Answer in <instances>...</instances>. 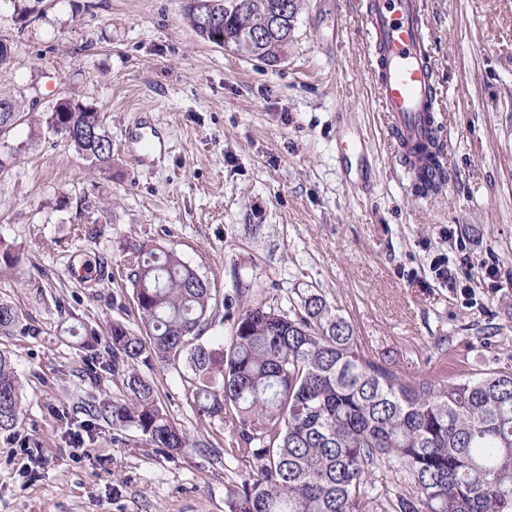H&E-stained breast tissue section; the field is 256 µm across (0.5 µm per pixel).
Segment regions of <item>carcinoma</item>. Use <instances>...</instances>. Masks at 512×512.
Masks as SVG:
<instances>
[{"label":"carcinoma","mask_w":512,"mask_h":512,"mask_svg":"<svg viewBox=\"0 0 512 512\" xmlns=\"http://www.w3.org/2000/svg\"><path fill=\"white\" fill-rule=\"evenodd\" d=\"M224 19V35L261 27L267 15L288 12L294 31L300 0H255L242 17L238 0H186L194 32L199 2ZM0 134L24 122L11 96L0 95ZM47 132L96 124L93 139H67L98 171H112V137L92 106L61 99L44 113ZM129 281L141 333L113 323L105 360L99 336L83 347L94 353L89 370L112 372L123 398L104 403L98 417L112 429L133 427L166 452L188 436L161 406L154 380L136 366L182 362L198 413L218 420L230 441L224 453L250 463L226 501L227 512H512V372L492 371L441 381L404 376L392 363L368 355L352 325L316 292L288 310L248 300L250 283L237 279L227 300L237 316L212 349L201 342L208 324L209 281L172 251L141 243L129 248ZM21 313L0 301V335L35 336ZM22 416L21 384L11 352L0 350V432ZM408 487L393 497L377 483Z\"/></svg>","instance_id":"carcinoma-1"}]
</instances>
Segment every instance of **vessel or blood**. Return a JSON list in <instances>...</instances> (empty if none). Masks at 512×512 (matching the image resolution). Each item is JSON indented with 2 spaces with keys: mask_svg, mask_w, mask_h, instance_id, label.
<instances>
[{
  "mask_svg": "<svg viewBox=\"0 0 512 512\" xmlns=\"http://www.w3.org/2000/svg\"><path fill=\"white\" fill-rule=\"evenodd\" d=\"M363 23L388 135L405 167L426 175L421 148L429 141L428 114L435 109L437 89L424 0H368ZM157 137L155 124L143 115L127 128L125 146L145 163L158 149Z\"/></svg>",
  "mask_w": 512,
  "mask_h": 512,
  "instance_id": "b4317fda",
  "label": "vessel or blood"
}]
</instances>
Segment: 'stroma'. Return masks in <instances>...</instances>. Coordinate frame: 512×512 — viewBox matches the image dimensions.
I'll use <instances>...</instances> for the list:
<instances>
[{
	"label": "stroma",
	"instance_id": "1",
	"mask_svg": "<svg viewBox=\"0 0 512 512\" xmlns=\"http://www.w3.org/2000/svg\"><path fill=\"white\" fill-rule=\"evenodd\" d=\"M366 0H302L275 66L205 42L183 0H0L17 60L0 94L31 118L0 135V299L35 336H0L23 385V419L0 434V512H225L249 472L229 433L198 415L184 364L139 365L188 434L165 453L95 422L120 398L80 344L113 322L138 330L128 246L177 255L212 288L202 341L217 347L235 278L288 309L315 291L366 352L405 376L512 369V0H426L448 178L423 197L399 164L368 68ZM94 105L111 175L32 123L62 97ZM153 115L165 153L143 165L123 130ZM446 260L457 287L437 278ZM494 267L479 277L476 263ZM67 416H58V409ZM92 420V419H91ZM40 449L30 464L25 448Z\"/></svg>",
	"mask_w": 512,
	"mask_h": 512
}]
</instances>
